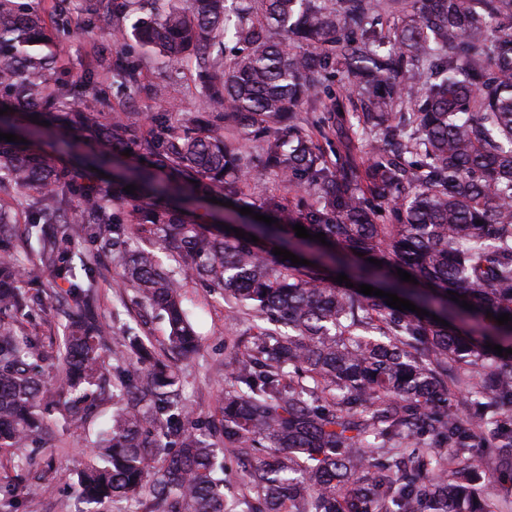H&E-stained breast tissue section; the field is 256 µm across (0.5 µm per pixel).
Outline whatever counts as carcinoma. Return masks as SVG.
Instances as JSON below:
<instances>
[{
    "label": "carcinoma",
    "instance_id": "cac0c4a2",
    "mask_svg": "<svg viewBox=\"0 0 512 512\" xmlns=\"http://www.w3.org/2000/svg\"><path fill=\"white\" fill-rule=\"evenodd\" d=\"M148 2L153 18L135 22L131 35L168 63L195 61L199 94L223 108L215 127L157 117L146 138L125 113L76 106L90 80L52 79L56 53L41 15L0 0V109L26 107L0 116V132L25 139L0 141V182L24 203L22 213L0 207V460L43 439L50 408L70 425L84 421L95 388L122 406L77 472L90 512L133 500L142 512L157 500L169 512H488L466 453L480 447L482 428L512 448V426L502 422L512 410V363L487 347L512 348V322L495 320L512 317V0ZM390 14L399 21L385 31ZM348 21L355 35L336 39ZM228 41L237 53L226 59ZM112 73L136 82L120 56ZM336 76L359 91L351 112L327 90ZM73 132L107 147L94 158L101 168L116 150L146 163L92 189L39 147ZM332 134L368 143V155L328 156L313 137ZM250 136L262 143V165L303 192L290 207L259 191L261 209L279 223L237 225L259 241L189 224L184 206L149 197L237 196L249 167L235 142ZM130 184L140 194L135 221L119 223L112 201L129 197ZM297 223L328 245L297 237ZM160 232L174 236L172 270L125 249ZM85 239L96 254L79 252ZM276 246L312 265L282 260ZM20 248L65 285L54 298L64 319L56 349L25 326L42 289L17 266ZM99 257L119 264L123 286L169 328L165 359L128 331L110 390ZM399 268L417 283L400 280ZM340 273L354 287L334 282ZM193 281L266 323L225 341L224 454L245 473L236 502L224 495L219 449L184 423L174 398L177 361L198 347L183 298ZM361 284L427 315L394 309L358 292ZM438 394L459 407L436 419ZM421 447L430 449L424 461Z\"/></svg>",
    "mask_w": 512,
    "mask_h": 512
}]
</instances>
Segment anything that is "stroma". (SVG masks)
Returning <instances> with one entry per match:
<instances>
[{"label":"stroma","mask_w":512,"mask_h":512,"mask_svg":"<svg viewBox=\"0 0 512 512\" xmlns=\"http://www.w3.org/2000/svg\"><path fill=\"white\" fill-rule=\"evenodd\" d=\"M47 19V30L58 52L53 75L62 80H74L90 75L91 86L87 102L102 112H125L136 118L144 132L154 128L156 113L167 112L172 122H191L204 105L198 94L194 69L179 65H162L143 53L134 41L120 30L85 32L84 22L93 17L95 0H34ZM66 15L68 30L56 27L59 15ZM125 54L137 65V82L127 88L114 82L110 71L116 54ZM164 86L165 97L155 94L157 86ZM251 175L244 182L238 196V207L258 208V189L272 193L282 190V184L273 173L265 171L260 162L262 145L257 141L244 144ZM98 293L105 305V319L111 327L107 336L108 357L125 354V336L128 328L147 334L156 345H163L167 325L160 315L146 313L137 303L132 291L123 287L118 270L102 264L98 278ZM185 305L199 337L200 350L179 368V400L184 407L185 423H218L221 418V398L224 379L231 370L224 350L228 337L247 338L257 332L260 320L238 317L231 313L223 298L196 283L184 289ZM89 419L77 426H64L54 421L50 434L40 451L28 448L16 451L12 459L0 465V483L15 486L12 502L0 501V512H81L83 505L72 480L65 478V470L86 462L95 441L112 418L111 401L99 398L90 403ZM36 456L39 465L29 468V456ZM42 479L49 488L44 493H30L31 481Z\"/></svg>","instance_id":"1"}]
</instances>
